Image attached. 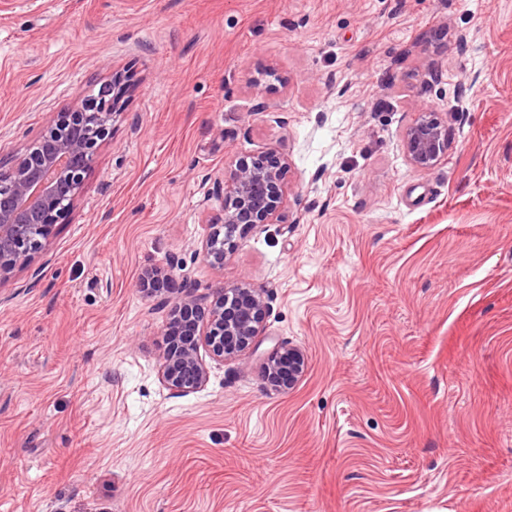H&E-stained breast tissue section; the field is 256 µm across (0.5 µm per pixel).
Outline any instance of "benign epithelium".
<instances>
[{"instance_id":"1","label":"benign epithelium","mask_w":512,"mask_h":512,"mask_svg":"<svg viewBox=\"0 0 512 512\" xmlns=\"http://www.w3.org/2000/svg\"><path fill=\"white\" fill-rule=\"evenodd\" d=\"M119 101L118 96L85 98L54 114L10 166L0 165V282L39 254L67 220L96 152L112 134ZM415 112L403 141L410 164L426 171L448 154V121L428 108ZM288 168V159L274 151L235 162L224 180V223L210 225L202 243L206 258L233 247L244 228L278 218ZM140 286L156 296L175 295L161 363L162 383L174 392L189 393L206 383L200 346L216 360L231 359L251 348L262 329L266 302L245 281L218 289L211 301L196 295L185 279L173 287L172 275L162 269L146 272ZM304 369L302 350L282 347L268 358L264 378L276 389L290 390Z\"/></svg>"}]
</instances>
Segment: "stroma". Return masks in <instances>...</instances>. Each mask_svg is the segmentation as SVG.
I'll use <instances>...</instances> for the list:
<instances>
[{"instance_id": "stroma-1", "label": "stroma", "mask_w": 512, "mask_h": 512, "mask_svg": "<svg viewBox=\"0 0 512 512\" xmlns=\"http://www.w3.org/2000/svg\"><path fill=\"white\" fill-rule=\"evenodd\" d=\"M116 70L67 222L0 283V512H512V0H0V160ZM268 151L279 217L214 267L219 183ZM169 265L267 304L187 394L140 287ZM417 118L403 133L407 158L419 170L435 167L448 154V121L440 112L416 108ZM305 369V356L298 347H282L274 351L264 367L266 382L276 389H292Z\"/></svg>"}]
</instances>
